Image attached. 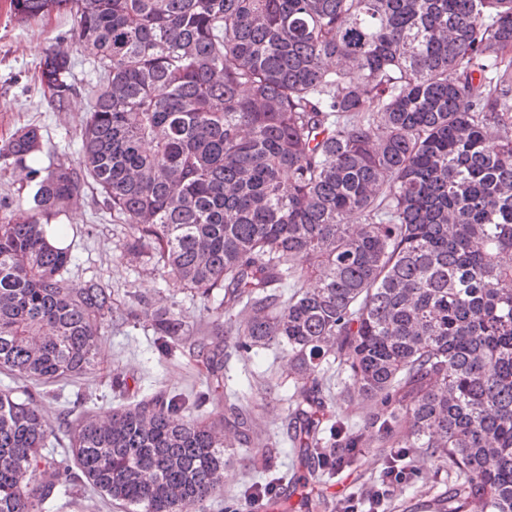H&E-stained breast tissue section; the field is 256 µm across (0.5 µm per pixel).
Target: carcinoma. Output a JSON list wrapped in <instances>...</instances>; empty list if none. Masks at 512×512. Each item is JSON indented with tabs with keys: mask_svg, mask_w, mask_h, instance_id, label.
Segmentation results:
<instances>
[{
	"mask_svg": "<svg viewBox=\"0 0 512 512\" xmlns=\"http://www.w3.org/2000/svg\"><path fill=\"white\" fill-rule=\"evenodd\" d=\"M71 15L74 48L37 73L63 106L72 52L98 73L76 164L45 174L26 218L0 214V512H51L89 484L126 512H205L224 449L253 436L252 397L205 418L224 359L276 347L286 434L314 483L363 466L448 472L435 512H512V0H9ZM34 127L0 146L24 165ZM90 187L128 218L121 256L198 297L197 336L153 312L158 355L193 358L207 391L158 389L51 431L30 386L94 373L107 319H136L98 281L69 284L68 228ZM241 320L224 321L232 312ZM347 375V424L325 374ZM283 478L244 494L281 509Z\"/></svg>",
	"mask_w": 512,
	"mask_h": 512,
	"instance_id": "cac0c4a2",
	"label": "carcinoma"
}]
</instances>
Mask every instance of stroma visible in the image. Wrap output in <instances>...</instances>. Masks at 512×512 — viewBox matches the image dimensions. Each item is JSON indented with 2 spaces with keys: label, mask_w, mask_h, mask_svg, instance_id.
<instances>
[{
  "label": "stroma",
  "mask_w": 512,
  "mask_h": 512,
  "mask_svg": "<svg viewBox=\"0 0 512 512\" xmlns=\"http://www.w3.org/2000/svg\"><path fill=\"white\" fill-rule=\"evenodd\" d=\"M72 43L71 20L66 14L18 23L0 12V141L20 128L38 127L43 149L32 163L36 169L71 164L78 157L80 126L90 108L87 95L95 83L91 63L84 54H77L73 76L77 93L62 110L44 95L36 81L39 63L47 50L56 44ZM34 189L33 182L24 180L18 169L0 161V201L9 204L15 218L25 216ZM57 221L78 230L72 242L73 282L100 281L111 289L114 304L122 308L131 306L130 296L134 293L144 296L153 306L167 298V285L160 272L120 259L119 245L128 227L101 218L90 195L79 197ZM284 365L281 353L272 347L248 358L234 355L225 362L224 389L212 395L208 411L216 416L222 414L226 393L253 391L261 403L254 430L258 436L276 441L277 452L266 469L260 462L232 456L224 468L223 493L208 502L206 512H224L225 501L243 496L247 487L264 482L269 472L301 473L302 467L286 437L282 397L292 385L282 375ZM115 373L126 376L133 391L163 384L187 392L199 388L202 380L188 356L178 354L166 359L158 355L148 318L122 327L104 322L95 373L72 385L42 389L39 404L55 435H63L76 396H83L85 409L93 411H105L117 404L109 383ZM413 470L410 481L392 489L389 502L405 504L408 512H431L433 500L448 489V477L427 463L415 464Z\"/></svg>",
  "instance_id": "obj_1"
}]
</instances>
